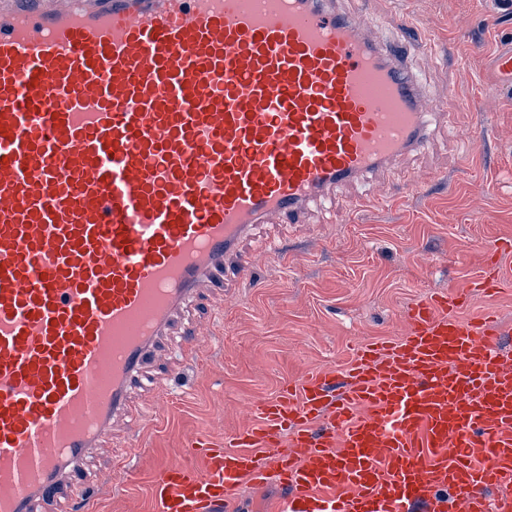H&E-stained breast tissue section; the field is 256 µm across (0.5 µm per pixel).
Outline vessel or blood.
<instances>
[{"label":"vessel or blood","instance_id":"b4317fda","mask_svg":"<svg viewBox=\"0 0 512 512\" xmlns=\"http://www.w3.org/2000/svg\"><path fill=\"white\" fill-rule=\"evenodd\" d=\"M332 0H0V512H77L117 419L192 354L185 310L254 266L250 227L456 130L402 63ZM492 261L199 430L150 484L154 512H512V286ZM279 495L280 491L275 488L247 490L243 506L247 512H272L269 509Z\"/></svg>","mask_w":512,"mask_h":512}]
</instances>
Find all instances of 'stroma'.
<instances>
[{
  "instance_id": "1",
  "label": "stroma",
  "mask_w": 512,
  "mask_h": 512,
  "mask_svg": "<svg viewBox=\"0 0 512 512\" xmlns=\"http://www.w3.org/2000/svg\"><path fill=\"white\" fill-rule=\"evenodd\" d=\"M408 15L435 43L411 53L412 71L427 100L460 113L458 131L432 124L424 150L350 186L349 194L385 199L357 218L313 203L304 224L256 228L247 244L257 255L253 275L223 307L193 311L198 349L137 433L139 455L127 462L113 448L112 479L88 512H154L150 483L181 458L187 436L203 426L219 436L244 428L251 402L283 381L342 363L352 341L402 333L415 298L471 279L493 244L512 240V86L496 66L512 52V13L499 0H369L366 11L390 33ZM474 95L489 114L491 147L469 153L463 104ZM406 170L419 184L412 194L402 189ZM273 237L284 243L278 258L261 256Z\"/></svg>"
}]
</instances>
